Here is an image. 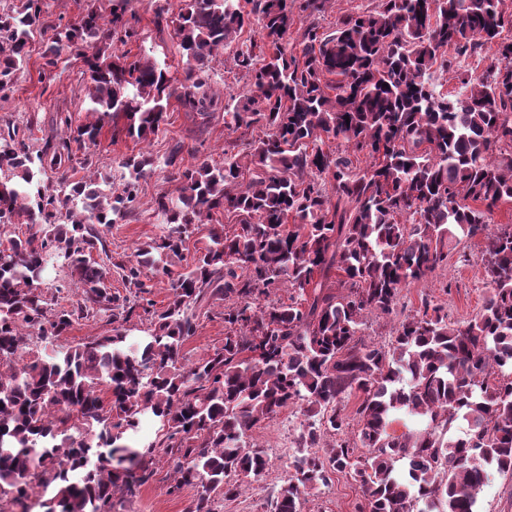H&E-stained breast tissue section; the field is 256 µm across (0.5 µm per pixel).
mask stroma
Listing matches in <instances>:
<instances>
[{
	"label": "stroma",
	"instance_id": "1",
	"mask_svg": "<svg viewBox=\"0 0 512 512\" xmlns=\"http://www.w3.org/2000/svg\"><path fill=\"white\" fill-rule=\"evenodd\" d=\"M166 0H130L134 13L130 20L135 34L127 42H113L111 51L132 56L145 54L159 63L178 65L181 57L172 29L158 31L154 19ZM41 38H34L31 56L24 73L15 82L10 97L0 100V123L7 120L25 121L38 116L42 128H50L57 113L68 112L78 121L88 118L91 103L86 95L83 80V63L74 55H62L52 71L42 72L40 58ZM168 119L147 139L137 140L126 136L124 118L106 123L88 153L93 167L110 175L114 184H121L126 174L121 168L122 159L145 153L154 158L152 171L138 182V197L133 216L112 225L106 238L113 254L129 255L134 248L146 245L161 233V226L152 212V205L162 193L173 191L178 182L173 168L164 160L172 144L183 141V160L191 156L209 159L219 164L224 159V112L216 110L210 117L183 110L178 103H171ZM466 262H449L427 281L415 284L403 292V302L408 309H417L422 299L428 298L441 305L449 319L466 320L481 308L486 288L482 280L483 239L462 242ZM224 345V304L216 301L201 311L194 336L184 344L182 354L194 361L213 353ZM301 416L295 410H283L254 429L251 443L265 449L271 459L269 470L259 479L250 481L238 497L227 499L214 493L213 512H273L271 503L288 477V461L297 452V436ZM171 467L166 455H158L150 480L137 487L134 494L121 498L119 512H186L194 495L186 487L169 493ZM359 486L350 477L334 473L328 486L314 490L303 505V512H355L361 499Z\"/></svg>",
	"mask_w": 512,
	"mask_h": 512
}]
</instances>
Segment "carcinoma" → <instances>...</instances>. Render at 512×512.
Returning <instances> with one entry per match:
<instances>
[{"label": "carcinoma", "mask_w": 512, "mask_h": 512, "mask_svg": "<svg viewBox=\"0 0 512 512\" xmlns=\"http://www.w3.org/2000/svg\"><path fill=\"white\" fill-rule=\"evenodd\" d=\"M127 2L86 0L66 25L47 21L44 0L0 13V99L35 32L50 29L43 67L67 50L81 58L95 117L76 124L60 112L40 137L31 118L0 127V499L11 512H116L162 448L169 493L191 486L189 512H212L211 493L234 498L269 469L248 437L292 407L303 417L299 452L274 512H300L335 472L359 484L356 512H476L489 472L512 476V225L490 227L512 204V41L481 74L461 58L512 27L506 0H378L339 16L328 35L304 28L299 57L283 46L294 7L320 12L328 0H250L248 12L239 0H179L172 17L156 13L185 65L177 86L153 59L107 52L131 37ZM255 23L262 43L240 40ZM220 50L251 77L246 102L224 104L223 164L196 159L178 172V188L155 201L159 238L112 261L100 227L134 206L152 160L123 159L129 178L116 188L94 171L71 180L69 170L92 166L77 151L120 115L127 136L146 138L172 98L208 114L224 96L206 78ZM437 69L459 81L458 94L436 89ZM257 125L264 136L244 139ZM330 138L340 149H323ZM360 154L362 169L351 159ZM219 210L233 232L209 225L193 263L174 270L192 226ZM476 237L487 296L475 316L451 321L425 298L390 343L366 339L368 315L396 313L405 288ZM51 265L66 269L55 291H77L67 307H49L42 289ZM114 268L125 296L112 290ZM151 276L172 298L130 343L125 324ZM281 288L291 302L269 299ZM213 298L224 300V346L185 363L197 312ZM103 315L111 335L35 353L33 340ZM352 396L355 441L343 408ZM400 412L425 428L391 431ZM145 416L163 437L140 447L126 434Z\"/></svg>", "instance_id": "1"}]
</instances>
